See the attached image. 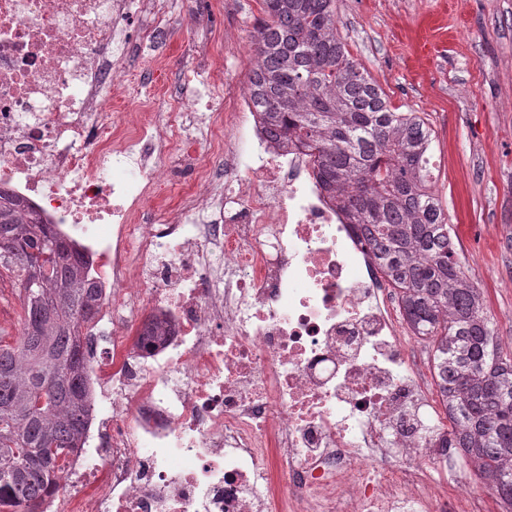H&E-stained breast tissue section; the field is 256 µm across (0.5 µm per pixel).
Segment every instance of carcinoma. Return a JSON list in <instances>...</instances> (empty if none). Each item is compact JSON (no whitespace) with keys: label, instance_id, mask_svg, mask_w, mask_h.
Instances as JSON below:
<instances>
[{"label":"carcinoma","instance_id":"carcinoma-1","mask_svg":"<svg viewBox=\"0 0 512 512\" xmlns=\"http://www.w3.org/2000/svg\"><path fill=\"white\" fill-rule=\"evenodd\" d=\"M250 93L276 140L313 156L323 190L358 226L429 341L453 442L512 507V359L500 354L480 288L461 268L432 187L433 131L397 112L350 56L336 0H262ZM62 240L40 287L27 281ZM89 261L0 189V271L22 299L18 336H0V512H39L91 423L83 329L100 307Z\"/></svg>","mask_w":512,"mask_h":512}]
</instances>
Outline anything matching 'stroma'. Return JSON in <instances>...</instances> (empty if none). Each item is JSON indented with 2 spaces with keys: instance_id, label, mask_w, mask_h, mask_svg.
Returning <instances> with one entry per match:
<instances>
[{
  "instance_id": "1",
  "label": "stroma",
  "mask_w": 512,
  "mask_h": 512,
  "mask_svg": "<svg viewBox=\"0 0 512 512\" xmlns=\"http://www.w3.org/2000/svg\"><path fill=\"white\" fill-rule=\"evenodd\" d=\"M207 10V31L195 15ZM339 32L353 59L384 89L392 107L424 113L434 131L436 190L448 210L462 267L485 297L503 355L512 354V111L500 109L512 84V0H337ZM172 19L159 44L136 45L125 65L159 63L165 92L201 104L223 89L205 78L184 86L192 66L187 49L209 38L221 46L225 72L244 79L260 0H172Z\"/></svg>"
}]
</instances>
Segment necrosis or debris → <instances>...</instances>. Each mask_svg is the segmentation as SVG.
<instances>
[{
    "label": "necrosis or debris",
    "mask_w": 512,
    "mask_h": 512,
    "mask_svg": "<svg viewBox=\"0 0 512 512\" xmlns=\"http://www.w3.org/2000/svg\"><path fill=\"white\" fill-rule=\"evenodd\" d=\"M129 0H0V187L103 290L96 436L43 512H484L459 475L399 300L314 162L247 86L129 106ZM167 333L143 345L147 320Z\"/></svg>",
    "instance_id": "obj_1"
}]
</instances>
